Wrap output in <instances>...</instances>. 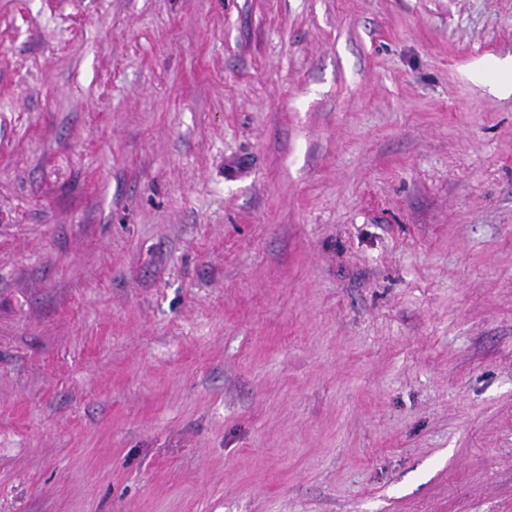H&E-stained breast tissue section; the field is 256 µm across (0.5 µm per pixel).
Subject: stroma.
<instances>
[{"instance_id": "obj_1", "label": "stroma", "mask_w": 512, "mask_h": 512, "mask_svg": "<svg viewBox=\"0 0 512 512\" xmlns=\"http://www.w3.org/2000/svg\"><path fill=\"white\" fill-rule=\"evenodd\" d=\"M0 512H512V0H0Z\"/></svg>"}]
</instances>
